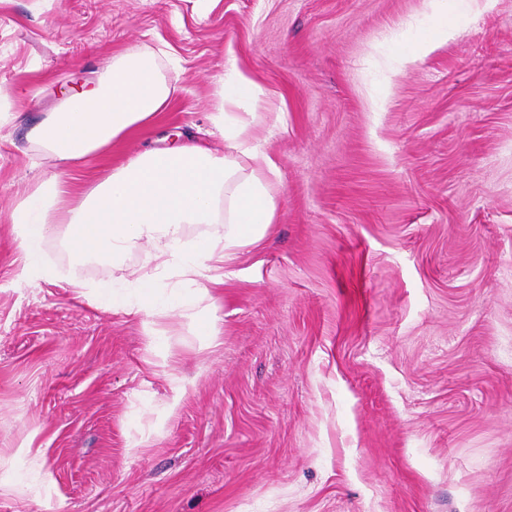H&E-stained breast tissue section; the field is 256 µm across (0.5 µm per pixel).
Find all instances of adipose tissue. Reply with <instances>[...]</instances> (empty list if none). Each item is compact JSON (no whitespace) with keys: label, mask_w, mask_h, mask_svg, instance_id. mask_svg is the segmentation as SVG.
Segmentation results:
<instances>
[{"label":"adipose tissue","mask_w":512,"mask_h":512,"mask_svg":"<svg viewBox=\"0 0 512 512\" xmlns=\"http://www.w3.org/2000/svg\"><path fill=\"white\" fill-rule=\"evenodd\" d=\"M176 92L154 53H122L94 86L67 96L60 110L47 113L27 136L62 170H71L164 111ZM252 94L251 81L237 68L225 72L219 92L224 112L217 119L223 152L191 142L151 149L114 167L83 193H74L61 173L27 193L10 222L31 275L79 287L74 274L41 259L44 242L62 228L78 261L98 256L117 264L147 244L155 275L102 284L97 289L102 308L144 315V332L159 350L163 337L152 317L161 311L186 319L201 335H219L216 320L202 306L210 287L224 282L214 268L235 249L260 241L276 211L277 170L261 145L247 137L245 125L227 113ZM192 224L211 230L191 239L185 229ZM165 279L176 286L162 296L158 288Z\"/></svg>","instance_id":"obj_1"}]
</instances>
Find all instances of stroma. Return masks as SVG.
Listing matches in <instances>:
<instances>
[{
	"label": "stroma",
	"mask_w": 512,
	"mask_h": 512,
	"mask_svg": "<svg viewBox=\"0 0 512 512\" xmlns=\"http://www.w3.org/2000/svg\"><path fill=\"white\" fill-rule=\"evenodd\" d=\"M0 0V512H512V0ZM159 51L165 112L79 183L236 108L274 224L214 289L221 333L20 275L9 214L58 167L26 137L114 55ZM43 258L93 287L131 270Z\"/></svg>",
	"instance_id": "stroma-1"
}]
</instances>
